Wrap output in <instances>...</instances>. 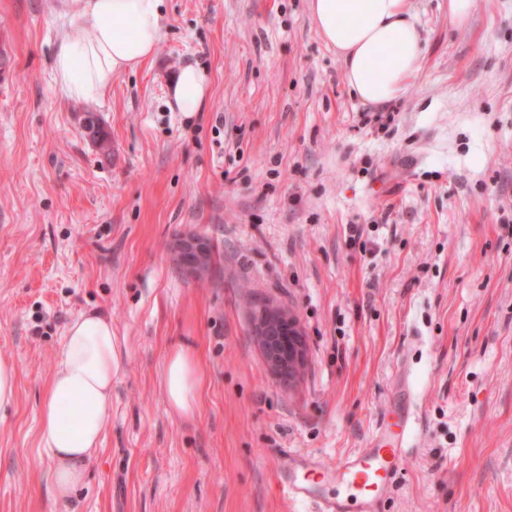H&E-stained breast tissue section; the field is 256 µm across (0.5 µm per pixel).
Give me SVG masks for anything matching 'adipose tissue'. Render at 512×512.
<instances>
[{
	"label": "adipose tissue",
	"mask_w": 512,
	"mask_h": 512,
	"mask_svg": "<svg viewBox=\"0 0 512 512\" xmlns=\"http://www.w3.org/2000/svg\"><path fill=\"white\" fill-rule=\"evenodd\" d=\"M164 0H61L67 19L54 57L62 96L102 99L112 80L151 59L163 36ZM324 41L341 55L347 81L365 105L398 98L415 75L424 46L407 0H310ZM178 111H200L208 96L201 70L183 67L169 90ZM115 349L112 322L88 311L67 327L59 368L40 412L43 478L56 499L69 498L85 479L112 413ZM200 385L193 352L175 347L166 364V395L179 413H191Z\"/></svg>",
	"instance_id": "adipose-tissue-1"
}]
</instances>
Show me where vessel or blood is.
I'll list each match as a JSON object with an SVG mask.
<instances>
[{
	"mask_svg": "<svg viewBox=\"0 0 512 512\" xmlns=\"http://www.w3.org/2000/svg\"><path fill=\"white\" fill-rule=\"evenodd\" d=\"M410 401L408 385H401L396 422H382L366 447L328 468H319L316 462L301 456L289 459L277 474L282 496L295 503L314 505L316 512H381L408 454L409 430L413 425ZM303 471L319 474L322 483L332 485V497L318 499L314 484L300 479Z\"/></svg>",
	"mask_w": 512,
	"mask_h": 512,
	"instance_id": "b4317fda",
	"label": "vessel or blood"
}]
</instances>
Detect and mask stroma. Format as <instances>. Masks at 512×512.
Masks as SVG:
<instances>
[{
    "mask_svg": "<svg viewBox=\"0 0 512 512\" xmlns=\"http://www.w3.org/2000/svg\"><path fill=\"white\" fill-rule=\"evenodd\" d=\"M408 4L420 70L366 106L309 0H166L154 57L96 103L54 84L59 0H0V358L17 370L0 512H296L278 467L364 447L402 366L415 423L385 512H512V0H474L460 26L448 0ZM185 65L208 82L191 114L169 97ZM183 233L213 246L201 278L170 254ZM270 299L306 334L289 386L253 332ZM90 310L120 369L60 501L40 411ZM182 342L202 381L188 417L164 386Z\"/></svg>",
    "mask_w": 512,
    "mask_h": 512,
    "instance_id": "stroma-1",
    "label": "stroma"
}]
</instances>
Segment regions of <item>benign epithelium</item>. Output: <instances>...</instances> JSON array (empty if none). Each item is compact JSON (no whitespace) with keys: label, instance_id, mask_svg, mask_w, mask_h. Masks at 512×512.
<instances>
[{"label":"benign epithelium","instance_id":"7a95c632","mask_svg":"<svg viewBox=\"0 0 512 512\" xmlns=\"http://www.w3.org/2000/svg\"><path fill=\"white\" fill-rule=\"evenodd\" d=\"M171 252L179 268L195 278L211 264L212 246L198 234L179 236ZM253 330L267 368L279 382L293 384L307 362L306 340L299 320L291 312L262 304L254 312Z\"/></svg>","mask_w":512,"mask_h":512}]
</instances>
